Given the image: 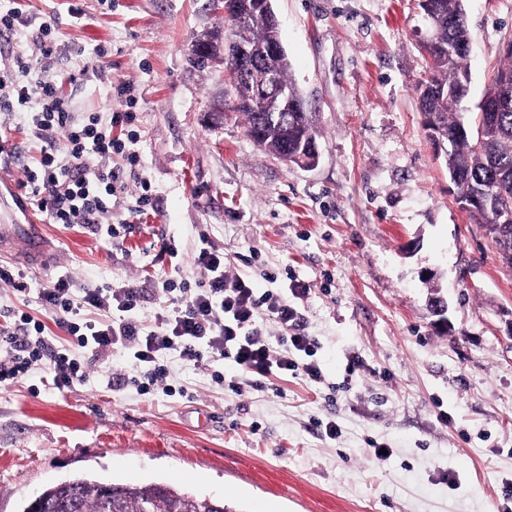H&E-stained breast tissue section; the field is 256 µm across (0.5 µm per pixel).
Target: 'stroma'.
<instances>
[{"label":"stroma","instance_id":"stroma-1","mask_svg":"<svg viewBox=\"0 0 512 512\" xmlns=\"http://www.w3.org/2000/svg\"><path fill=\"white\" fill-rule=\"evenodd\" d=\"M16 2L22 22L0 34V53L37 58L38 29L53 21L62 99L81 121L119 108L111 91L128 87L140 163L112 202L113 219L135 225L123 243L45 222L52 268L0 260L28 286L0 280V326L26 313L66 345L38 299L62 273L81 287L146 288L140 315L154 324L171 303L147 282L200 280L205 229L229 274L297 308L324 380L273 376L237 394L227 387L239 375L232 362L218 385L205 366L171 355L172 392L143 395L112 383L133 373L121 349L86 361V381L69 389L32 371L0 385V512L80 473L163 481L224 497L235 512H497L512 484V268L459 207L427 139L417 0H272L292 82L315 120L312 169L258 147L231 109L223 66L193 64L200 35L230 28L210 0ZM464 8L472 109L503 62L512 0ZM0 138L17 148L0 170L22 180L40 141L9 112ZM144 184L154 208L138 217ZM297 283L305 296L293 295ZM328 420L336 439L316 428ZM376 442L390 446L388 459L374 457Z\"/></svg>","mask_w":512,"mask_h":512}]
</instances>
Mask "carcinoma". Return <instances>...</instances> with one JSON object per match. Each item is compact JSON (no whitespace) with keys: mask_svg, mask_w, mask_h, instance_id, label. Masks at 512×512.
Here are the masks:
<instances>
[{"mask_svg":"<svg viewBox=\"0 0 512 512\" xmlns=\"http://www.w3.org/2000/svg\"><path fill=\"white\" fill-rule=\"evenodd\" d=\"M437 17L435 45L429 51V75L418 83L421 111L432 118L446 144L444 160L456 194L470 199L469 216L484 225L489 235L500 233L506 241L494 239L503 261L512 267V227L494 231L492 225L505 208L512 207V102L497 108L490 125L477 132L476 120L460 112L469 95V54L460 47L472 40L465 20L463 0H433ZM231 9L245 15L231 23L233 39L247 46L280 39L279 25L271 15L255 8V0H233ZM280 84L288 91V109L274 120L245 106L247 134L261 135L258 146L300 166L298 158H310L304 151L306 137L316 130L304 111V103L292 84L288 56L277 63ZM19 512H234L224 498L178 489L160 481L128 483L95 479L89 475L71 478L45 487L24 502Z\"/></svg>","mask_w":512,"mask_h":512,"instance_id":"obj_1","label":"carcinoma"}]
</instances>
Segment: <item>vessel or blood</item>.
Wrapping results in <instances>:
<instances>
[{"label": "vessel or blood", "instance_id": "b4317fda", "mask_svg": "<svg viewBox=\"0 0 512 512\" xmlns=\"http://www.w3.org/2000/svg\"><path fill=\"white\" fill-rule=\"evenodd\" d=\"M0 206L4 207L9 221L0 224V252L17 249L28 258H39L42 253V240L38 224L30 220L32 208L14 188L6 184L0 192Z\"/></svg>", "mask_w": 512, "mask_h": 512}]
</instances>
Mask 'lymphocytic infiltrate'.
Listing matches in <instances>:
<instances>
[{
    "label": "lymphocytic infiltrate",
    "mask_w": 512,
    "mask_h": 512,
    "mask_svg": "<svg viewBox=\"0 0 512 512\" xmlns=\"http://www.w3.org/2000/svg\"><path fill=\"white\" fill-rule=\"evenodd\" d=\"M34 60L14 57L8 64L13 76L0 79V112H20L38 101L40 110L31 117L34 128L45 141L39 166L26 170L24 186L30 201L52 224L78 227L112 240L130 234L133 226L122 220L104 224L103 217L112 200L126 185L120 172L112 170L113 156H122L128 170L139 164L130 145L137 139L136 115L130 109H116L107 116L90 115L78 122L59 95L54 75L41 71L32 82L22 81V73L34 67ZM120 136H113V129ZM63 137L65 157H58L54 143ZM195 263L204 271L197 285L188 282L163 283L166 291H180L178 308L157 326L140 321L138 311L144 297L140 288H75L69 275H59L43 289L40 302L55 326L70 336L75 345L94 358L108 357L121 346L131 352L135 370L133 385L142 392L166 387L170 372L159 358L178 354L186 362L211 363L232 360L245 378H265L272 374H295L318 383L323 378L320 364L313 361L314 339L296 332V309L271 295H256L249 281L224 272V255L210 243L207 233L199 235ZM101 312L98 320L84 319L81 309ZM122 312L113 321L111 311ZM269 317L286 329L281 348L256 328L258 318ZM45 327L30 315H21L9 328L0 327V384H10L40 365L54 373L57 388L84 382L86 372L67 350L52 346L44 336Z\"/></svg>",
    "instance_id": "1"
}]
</instances>
